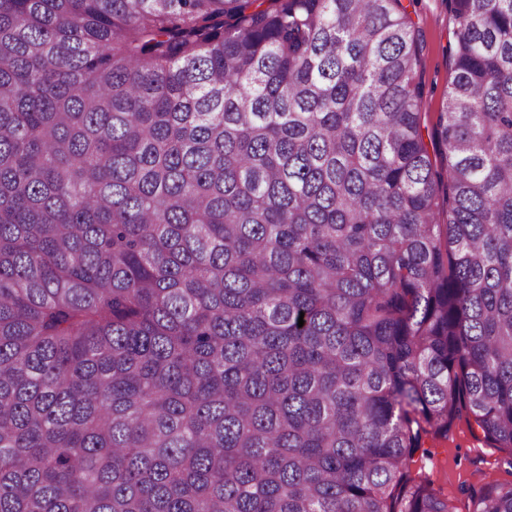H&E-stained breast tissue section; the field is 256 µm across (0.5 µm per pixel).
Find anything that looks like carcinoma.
Wrapping results in <instances>:
<instances>
[{"label":"carcinoma","mask_w":512,"mask_h":512,"mask_svg":"<svg viewBox=\"0 0 512 512\" xmlns=\"http://www.w3.org/2000/svg\"><path fill=\"white\" fill-rule=\"evenodd\" d=\"M448 8L429 128L402 0H0V512H453L424 437L512 449V0Z\"/></svg>","instance_id":"cac0c4a2"}]
</instances>
